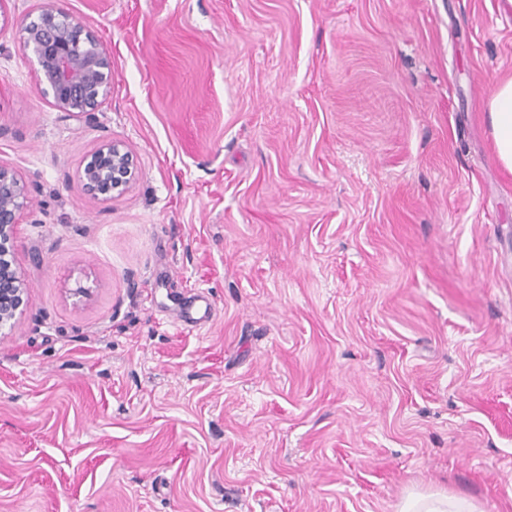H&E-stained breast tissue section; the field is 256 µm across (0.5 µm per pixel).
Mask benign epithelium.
Masks as SVG:
<instances>
[{"label":"benign epithelium","instance_id":"obj_1","mask_svg":"<svg viewBox=\"0 0 512 512\" xmlns=\"http://www.w3.org/2000/svg\"><path fill=\"white\" fill-rule=\"evenodd\" d=\"M20 43L31 53L37 88L60 112H95L110 93L112 61L108 48L60 4L41 0L36 18L15 20ZM132 153L105 141L81 171L85 190L107 200L123 193L136 179ZM30 208L27 183L0 165V330L14 324L27 299V286L16 266L10 242L16 224Z\"/></svg>","mask_w":512,"mask_h":512}]
</instances>
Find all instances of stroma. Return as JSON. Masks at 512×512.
<instances>
[{"mask_svg": "<svg viewBox=\"0 0 512 512\" xmlns=\"http://www.w3.org/2000/svg\"><path fill=\"white\" fill-rule=\"evenodd\" d=\"M39 3L0 26V512H512L502 0H64L112 57L85 113L37 89ZM109 140L139 176L102 201ZM487 108L496 158L502 169L512 174V77L499 83ZM137 175L132 153L122 144L106 141L92 153L80 179L90 195L107 200L123 193ZM27 183L15 171L0 165V330L11 327L27 299V286L7 245L16 224L30 208ZM472 501L450 497L444 493L411 494L400 512H481Z\"/></svg>", "mask_w": 512, "mask_h": 512, "instance_id": "obj_1", "label": "stroma"}]
</instances>
